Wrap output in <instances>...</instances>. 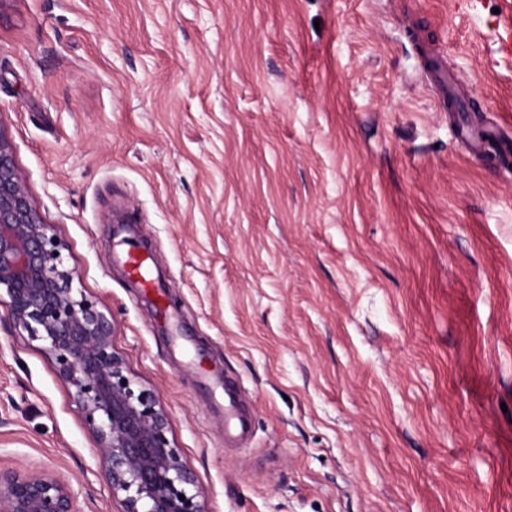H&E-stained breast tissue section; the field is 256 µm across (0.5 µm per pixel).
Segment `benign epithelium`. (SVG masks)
<instances>
[{
    "label": "benign epithelium",
    "instance_id": "1",
    "mask_svg": "<svg viewBox=\"0 0 512 512\" xmlns=\"http://www.w3.org/2000/svg\"><path fill=\"white\" fill-rule=\"evenodd\" d=\"M66 249L34 205L0 127V304L54 361L123 512H204L194 476L167 436V413L113 350L112 319L74 287ZM77 502L60 471L0 468V512H79Z\"/></svg>",
    "mask_w": 512,
    "mask_h": 512
}]
</instances>
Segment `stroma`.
I'll list each match as a JSON object with an SVG mask.
<instances>
[{
    "label": "stroma",
    "mask_w": 512,
    "mask_h": 512,
    "mask_svg": "<svg viewBox=\"0 0 512 512\" xmlns=\"http://www.w3.org/2000/svg\"><path fill=\"white\" fill-rule=\"evenodd\" d=\"M511 26L512 0H0V127L205 512H512ZM95 446L0 305V464L123 512Z\"/></svg>",
    "instance_id": "obj_1"
}]
</instances>
